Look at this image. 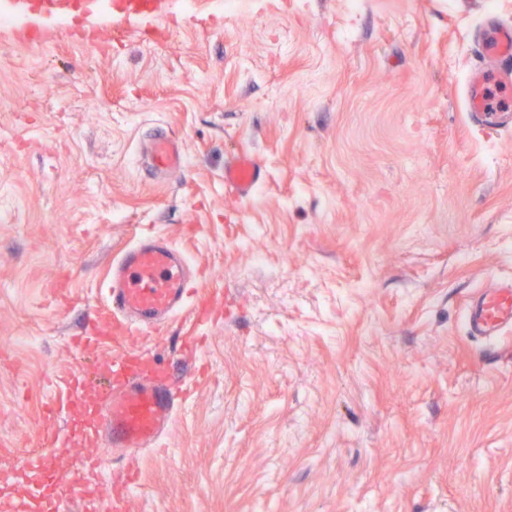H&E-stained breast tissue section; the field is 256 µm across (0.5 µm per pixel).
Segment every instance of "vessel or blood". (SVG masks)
<instances>
[{"instance_id":"obj_1","label":"vessel or blood","mask_w":512,"mask_h":512,"mask_svg":"<svg viewBox=\"0 0 512 512\" xmlns=\"http://www.w3.org/2000/svg\"><path fill=\"white\" fill-rule=\"evenodd\" d=\"M190 0H0L11 35L28 43L41 41L45 28L80 25L103 37L123 26L150 28L159 18H177ZM487 30L477 43L482 64L471 71L465 86L466 110L474 125L499 130L504 109L486 96L490 82L512 84V23L486 14ZM147 168L153 176L170 177L186 166L179 143L164 130H154L145 144ZM264 179L259 162L250 154L234 156L224 166V184L236 197H249ZM195 282L194 264L177 243L163 234L136 235L112 262L98 288L110 313L129 332L142 333L174 322L188 306ZM463 322L469 335L494 341L512 327V279H502L475 292L465 307ZM182 402V392L165 378L123 377L115 390L92 405L99 434L109 448H149L168 431ZM92 461L62 469L52 449L37 454L27 471L35 497L49 501L51 512H63L56 490L66 486L79 494Z\"/></svg>"}]
</instances>
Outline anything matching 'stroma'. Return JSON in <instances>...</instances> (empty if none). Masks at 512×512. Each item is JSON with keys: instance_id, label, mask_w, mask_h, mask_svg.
I'll return each mask as SVG.
<instances>
[{"instance_id": "obj_1", "label": "stroma", "mask_w": 512, "mask_h": 512, "mask_svg": "<svg viewBox=\"0 0 512 512\" xmlns=\"http://www.w3.org/2000/svg\"><path fill=\"white\" fill-rule=\"evenodd\" d=\"M98 44L0 34V512L23 466L105 459L72 512H512V332L462 309L512 278V128L472 127L481 10L458 0H241ZM163 127L187 167L141 164ZM256 156L239 198L224 165ZM206 267L157 337L89 325L92 283L134 230ZM37 345L20 344L27 331ZM192 375L161 447L72 433L127 354ZM263 180V168L250 154L240 153L224 166V185L236 197H249Z\"/></svg>"}]
</instances>
